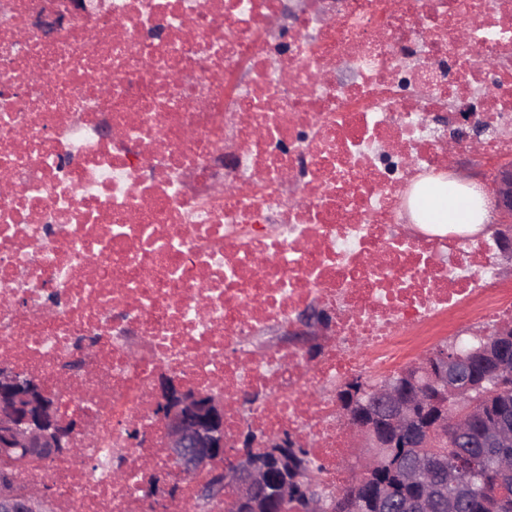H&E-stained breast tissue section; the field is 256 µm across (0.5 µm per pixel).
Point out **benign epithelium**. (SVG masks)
I'll list each match as a JSON object with an SVG mask.
<instances>
[{
    "label": "benign epithelium",
    "instance_id": "benign-epithelium-1",
    "mask_svg": "<svg viewBox=\"0 0 512 512\" xmlns=\"http://www.w3.org/2000/svg\"><path fill=\"white\" fill-rule=\"evenodd\" d=\"M68 13L54 12L37 16L33 26L45 36H52L66 22L68 14L87 11L86 0H67ZM490 194L498 212L494 239L500 254L512 260V161L501 163L490 176ZM304 329L299 336L325 326L323 313L314 309L301 319ZM429 376L407 393L401 382L386 383L373 391L363 404L336 400L338 417L354 442L378 453L395 447L392 433L377 428L373 421L386 417L393 433L406 436L408 448H429L443 438L454 437L457 445L468 442V418L472 410L482 409V400H472L464 414L448 418L440 396L460 381L467 367L463 359L440 356L430 361L420 357ZM157 398L152 409L165 427V447L175 471L190 476L211 470L210 480L199 487L186 505L189 512H209L212 502H224V512H286L288 510V462L281 449L288 447V437L269 435L254 438L242 431L228 448L224 437L227 405L216 395L183 386L175 377L164 375L156 383ZM430 411L436 421L418 430L414 414ZM87 430L80 417L60 414L55 397L33 377L8 365L0 366V458L19 450L25 457L44 460L73 454V436ZM489 443L500 448L512 447V424L503 421L487 434ZM305 503L295 512H321L323 499L317 496L318 480L310 469L296 475ZM146 496L163 499L179 497L180 487L167 480L152 479L144 487ZM58 503L48 489H18L0 477V512H57Z\"/></svg>",
    "mask_w": 512,
    "mask_h": 512
}]
</instances>
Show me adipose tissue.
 Wrapping results in <instances>:
<instances>
[{
    "mask_svg": "<svg viewBox=\"0 0 512 512\" xmlns=\"http://www.w3.org/2000/svg\"><path fill=\"white\" fill-rule=\"evenodd\" d=\"M408 207L412 223L441 233L477 234L493 218L481 187L448 172L420 177L411 188Z\"/></svg>",
    "mask_w": 512,
    "mask_h": 512,
    "instance_id": "1",
    "label": "adipose tissue"
}]
</instances>
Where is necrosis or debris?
Masks as SVG:
<instances>
[{"mask_svg":"<svg viewBox=\"0 0 512 512\" xmlns=\"http://www.w3.org/2000/svg\"><path fill=\"white\" fill-rule=\"evenodd\" d=\"M65 7L0 8V364L92 432L28 461L20 486L61 512H183L194 478L143 496L169 470L163 373L223 396L228 437L313 439L321 481L344 485L338 379L512 318L489 244L398 230L416 174L446 163L444 143L470 147L429 113L472 110L486 163L512 156V0H344L286 32L282 0H95L53 37L32 27ZM312 304L330 318L315 358L245 345Z\"/></svg>","mask_w":512,"mask_h":512,"instance_id":"necrosis-or-debris-1","label":"necrosis or debris"}]
</instances>
